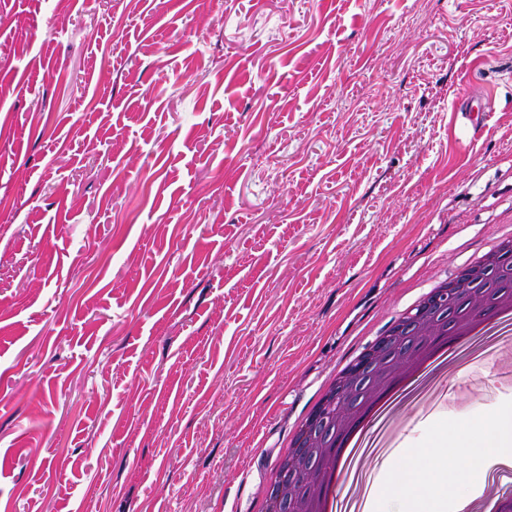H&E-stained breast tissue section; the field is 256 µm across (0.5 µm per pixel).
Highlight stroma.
<instances>
[{
    "instance_id": "35a3bbf8",
    "label": "stroma",
    "mask_w": 512,
    "mask_h": 512,
    "mask_svg": "<svg viewBox=\"0 0 512 512\" xmlns=\"http://www.w3.org/2000/svg\"><path fill=\"white\" fill-rule=\"evenodd\" d=\"M1 199L0 512H266L338 365L512 233V0H0ZM454 372L380 457L512 406L511 350ZM461 112H468L470 123V129L473 135H477L483 131L485 124L479 114L482 112H490L489 103L486 98L482 95H471L461 103ZM474 112H476V118H474Z\"/></svg>"
}]
</instances>
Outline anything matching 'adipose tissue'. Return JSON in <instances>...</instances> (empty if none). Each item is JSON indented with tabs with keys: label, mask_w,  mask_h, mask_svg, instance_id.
I'll return each mask as SVG.
<instances>
[{
	"label": "adipose tissue",
	"mask_w": 512,
	"mask_h": 512,
	"mask_svg": "<svg viewBox=\"0 0 512 512\" xmlns=\"http://www.w3.org/2000/svg\"><path fill=\"white\" fill-rule=\"evenodd\" d=\"M472 453L458 458L459 448ZM512 467V412H480L434 433L430 446L405 449L388 485L405 489L398 512H455L495 482L494 465Z\"/></svg>",
	"instance_id": "obj_1"
}]
</instances>
